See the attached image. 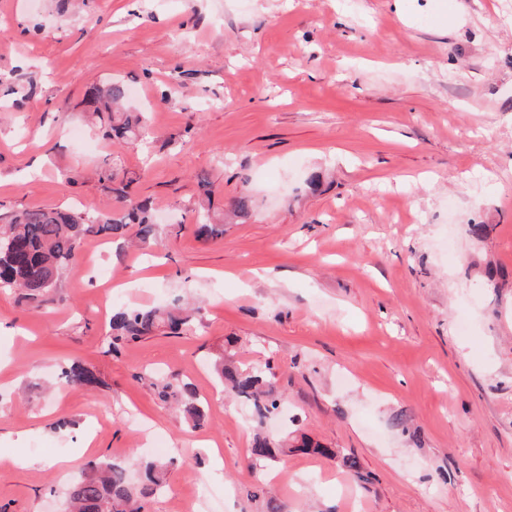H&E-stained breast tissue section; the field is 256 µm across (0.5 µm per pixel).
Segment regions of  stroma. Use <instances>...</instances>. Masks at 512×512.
Wrapping results in <instances>:
<instances>
[{"mask_svg": "<svg viewBox=\"0 0 512 512\" xmlns=\"http://www.w3.org/2000/svg\"><path fill=\"white\" fill-rule=\"evenodd\" d=\"M113 79L151 150L88 122ZM113 153L159 236L84 238L55 306L0 292V512H63L60 461H150L159 434L184 463L151 512H200L204 483L217 512H266L260 487L288 512H512V0H0V207L111 208ZM201 172L214 211L254 202L209 241ZM188 299L190 329L105 353L101 309ZM224 348L274 373L269 430L335 457L252 466ZM72 360L99 386L61 383ZM159 380L191 383L207 422ZM197 183L201 191V203L196 210L195 236L205 241L216 239L224 234V217L218 222L211 214L210 198L215 192V186L205 172L197 175ZM157 398L167 404L176 405L184 417L198 426L206 419V407L204 399L189 384L172 385L171 383L154 384Z\"/></svg>", "mask_w": 512, "mask_h": 512, "instance_id": "obj_1", "label": "stroma"}]
</instances>
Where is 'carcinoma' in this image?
<instances>
[{"instance_id": "1", "label": "carcinoma", "mask_w": 512, "mask_h": 512, "mask_svg": "<svg viewBox=\"0 0 512 512\" xmlns=\"http://www.w3.org/2000/svg\"><path fill=\"white\" fill-rule=\"evenodd\" d=\"M127 89L122 81L90 87L88 112L104 138L120 146H139L148 118L144 112L124 110ZM98 181L115 185L112 192L116 205L110 210L19 209L0 217V290L18 292L20 302L28 308H45L57 301L63 270L77 264L82 238L123 239L131 231L143 244L156 240V208L151 200L125 191L126 176L120 157L112 158L98 170ZM197 183L201 203L196 210L195 236L205 241L216 239L224 234V222L211 214L210 198L215 186L205 172L197 175ZM230 209L238 218L247 217L252 209L250 196L235 197ZM194 314L195 308L189 305L117 308L112 311L103 347L111 353L151 336L178 334L192 325ZM213 370L223 389L251 410V419L258 427L250 448L252 460H274L288 447V441L264 430L265 420L282 406V395L270 375L260 368L243 367L222 353L216 356ZM61 378L69 385L100 384L93 370L78 362L62 367ZM154 389L161 402L176 405L193 425L204 423L205 402L194 387L165 382L154 385ZM176 463L174 458L138 465L125 459H92L81 477L65 489L64 497L70 512H146L148 504L164 490L168 470Z\"/></svg>"}]
</instances>
